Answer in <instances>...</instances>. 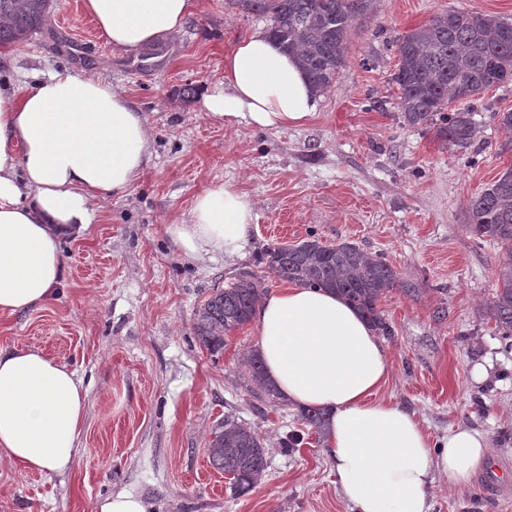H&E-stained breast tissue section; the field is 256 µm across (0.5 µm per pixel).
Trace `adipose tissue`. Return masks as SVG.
<instances>
[{"label": "adipose tissue", "instance_id": "obj_1", "mask_svg": "<svg viewBox=\"0 0 512 512\" xmlns=\"http://www.w3.org/2000/svg\"><path fill=\"white\" fill-rule=\"evenodd\" d=\"M200 0H84L107 41L133 50L171 39ZM208 116L257 129L300 127L318 102L295 58L257 31L224 56L206 88ZM152 154L146 120L111 83L63 71L26 92L0 84V314L50 299L64 280L62 241L82 236L91 203L121 194ZM254 220L248 194L227 183L166 225L190 257L234 256ZM258 352L269 382L288 401L323 410L327 455L355 512H430L435 474L468 485L488 461V441L465 426L440 450L413 413L379 399L391 364L374 328L329 290L291 287L257 309ZM85 417L82 378L34 346L0 347V458L29 471L68 472Z\"/></svg>", "mask_w": 512, "mask_h": 512}]
</instances>
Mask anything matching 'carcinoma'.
<instances>
[{
    "label": "carcinoma",
    "mask_w": 512,
    "mask_h": 512,
    "mask_svg": "<svg viewBox=\"0 0 512 512\" xmlns=\"http://www.w3.org/2000/svg\"><path fill=\"white\" fill-rule=\"evenodd\" d=\"M51 0H0V47L20 43L48 19ZM247 13L270 21L267 33L293 55L313 89L324 93L345 65L348 31L364 15L369 0H233ZM398 64L393 81L406 125L436 129L437 136L466 149L476 128L466 103L512 76V22L463 10H448L398 38ZM469 223L463 228L502 249L491 313L506 345L512 347V167L471 197ZM266 273L278 281L335 291L376 329H391L378 309L393 290L416 291L380 255L351 243L323 245L307 239L297 245L269 246L263 259ZM265 295L264 279L244 271L225 288H214L195 311V338L213 356L224 353L228 333L249 323ZM250 382L271 396L261 361L252 354L246 364ZM300 420L319 431L324 413L300 410ZM268 449L258 433L233 416L215 431L208 444L210 464L235 480L245 494L262 479Z\"/></svg>",
    "instance_id": "obj_1"
}]
</instances>
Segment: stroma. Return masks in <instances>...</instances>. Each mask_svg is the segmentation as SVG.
<instances>
[{
    "instance_id": "stroma-1",
    "label": "stroma",
    "mask_w": 512,
    "mask_h": 512,
    "mask_svg": "<svg viewBox=\"0 0 512 512\" xmlns=\"http://www.w3.org/2000/svg\"><path fill=\"white\" fill-rule=\"evenodd\" d=\"M83 0H51L50 22L28 41L0 47V80L27 88L68 71L112 83L144 113L153 138L145 176L94 201L82 238L65 239V279L28 312L0 315V347L40 346L83 378L86 414L73 468L27 472L0 461V512H94L118 492L150 512H351L324 437L299 408L268 399L244 378L255 326L225 338L211 357L195 340L196 306L241 272L262 273L266 247L315 237L380 255L418 291L390 292L379 309L391 374L380 396L414 411L433 443L467 426L486 435L490 458L469 486L436 475L431 512H512V350L490 305L501 251L465 232L468 201L512 166V82L470 104L469 148L404 125L392 76L396 42L433 15L461 9L512 22V0H371L348 36L346 65L301 127L262 131L210 119L201 98L224 75V54L265 18L229 0H202L181 32L135 50L112 47ZM193 85L191 100L177 95ZM255 203L243 256L192 258L165 233L195 198L224 183ZM263 438L268 468L248 493L214 470L207 444L225 415ZM300 433L292 449L282 443Z\"/></svg>"
}]
</instances>
